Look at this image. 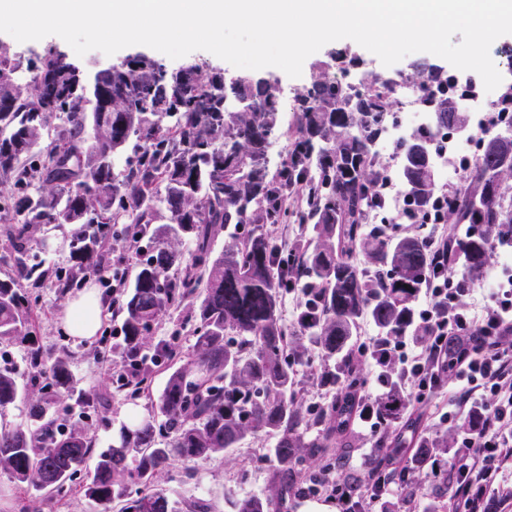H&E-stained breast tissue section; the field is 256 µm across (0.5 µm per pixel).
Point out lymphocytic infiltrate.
Listing matches in <instances>:
<instances>
[{
	"instance_id": "lymphocytic-infiltrate-1",
	"label": "lymphocytic infiltrate",
	"mask_w": 512,
	"mask_h": 512,
	"mask_svg": "<svg viewBox=\"0 0 512 512\" xmlns=\"http://www.w3.org/2000/svg\"><path fill=\"white\" fill-rule=\"evenodd\" d=\"M428 251L433 278L419 298L418 318L430 331L428 345L404 338L385 347L379 336L362 337L358 349L373 371L387 358L399 365L406 411L430 398L441 374L455 377L440 424L456 429V488L451 512H485V495L512 460V277L482 294L474 307L452 271L447 235L432 232Z\"/></svg>"
}]
</instances>
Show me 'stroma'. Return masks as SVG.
I'll return each instance as SVG.
<instances>
[{"mask_svg": "<svg viewBox=\"0 0 512 512\" xmlns=\"http://www.w3.org/2000/svg\"><path fill=\"white\" fill-rule=\"evenodd\" d=\"M0 44L6 45L22 61H34L53 48L67 55L82 70L95 71L136 56H146L168 67H179L180 62L143 45L123 48L108 56L93 50L85 56H76L72 48L59 36L50 35L38 41L19 42L11 35L0 33ZM351 81L367 82L386 74L387 68L380 59L356 42L343 39L323 46L310 55L303 64L300 77H289L276 67L264 68L266 77L278 81L286 95L280 102L281 131L273 139L274 161H281L291 147L298 114L294 110L295 98L309 86L319 72ZM72 226H41L34 229L33 262H41L63 270L70 269L68 239ZM37 302L33 312V332L45 354L50 357L67 354L70 369L85 393L104 397V406L95 409L88 421L97 451L107 448L122 426L130 424L133 416H147L154 410L167 377L173 367L188 361L193 354L196 320L192 302L186 301L179 308L162 316L152 329V339L163 342L177 351L173 359H161L150 365L151 386L139 398L131 399L116 391L117 366L122 356V340L113 338L112 331L121 327L122 315L118 305L121 293L110 294L111 305L102 311V325L90 341L69 336L60 323L66 306L57 298L54 289H36ZM447 435L449 442H456V430L446 429L437 420L418 414L406 416L397 430L396 438L379 442L375 437H364L349 430L348 444L330 449L328 455L335 470L350 481L366 479L372 465L390 468L403 465L414 455L415 445L427 431ZM275 445L273 437L244 440L237 448L214 455L209 461L193 465L180 460L172 461L159 478V485L176 501L181 512H187L195 500H206L210 512H232L231 500L253 495H269L281 488H288L281 512H340L334 498L321 493L317 497L299 495L294 476L271 462L269 450ZM96 459L88 457L69 484L67 492L57 495L44 505L43 512H97V508L82 493L81 487L94 469Z\"/></svg>", "mask_w": 512, "mask_h": 512, "instance_id": "stroma-1", "label": "stroma"}]
</instances>
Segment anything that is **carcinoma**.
<instances>
[{"label":"carcinoma","mask_w":512,"mask_h":512,"mask_svg":"<svg viewBox=\"0 0 512 512\" xmlns=\"http://www.w3.org/2000/svg\"><path fill=\"white\" fill-rule=\"evenodd\" d=\"M161 63L138 56L98 74L95 99L83 101L78 74L65 55L51 50L27 64L0 47V224L8 242L12 273L0 279V343L32 335L31 288L50 285L64 297L92 272L125 288L122 272L106 261L117 238L136 250L133 284L120 311L125 336L122 364L135 366L151 353L173 357L149 333L169 310L195 296L197 326L193 357L174 369L158 410L119 436L97 457L81 489L100 512H178L177 503L155 483L174 458L201 463L248 437L272 435L277 465L296 472L299 487L317 476L298 468L304 455L342 445L356 413L354 388L361 383L352 364L354 336L362 322L377 335L414 336L422 289L433 277L424 216L441 192L433 157L440 133L472 126L471 113L448 123V109L467 92L434 66L414 85L423 91L435 122L397 144L398 181L416 232L394 235L386 225L398 216L383 209L382 168L372 147L394 112V98L374 79L365 94L322 75L296 98L299 113L292 149L275 174L268 147L280 125V101L272 86L255 77L231 92L224 74L205 73L187 62L166 77ZM255 103L249 112L231 107L226 95ZM63 115L53 137L41 139L52 114ZM512 155V140L495 134L482 142L473 170L443 209L451 227L456 271L465 283L485 278L497 245L512 244V163L500 165L489 148ZM164 208L169 222L154 225ZM301 224L311 237L278 263L279 247L252 231L232 234L213 247L216 226ZM39 224H75L69 240V271L28 262L31 229ZM121 228L113 236L114 225ZM194 237L189 254L181 249ZM313 289L319 302L305 310L290 334L280 318L281 298L291 277ZM312 342L313 348L303 344ZM315 351L320 382L345 392L315 411L301 412L293 365ZM27 359L33 387L0 366V414L20 401L26 419L0 430V474L27 498L21 512H39L61 492L93 448L80 422L62 429L51 409L61 397L77 396L87 408L97 400L77 390L67 358L51 361L34 340ZM389 395L381 406L386 424L401 419L403 397L394 362L387 361ZM446 444L427 441L415 464L424 468ZM375 483L410 482L406 468L376 470ZM274 500L251 496L233 502V512H273Z\"/></svg>","instance_id":"obj_1"}]
</instances>
